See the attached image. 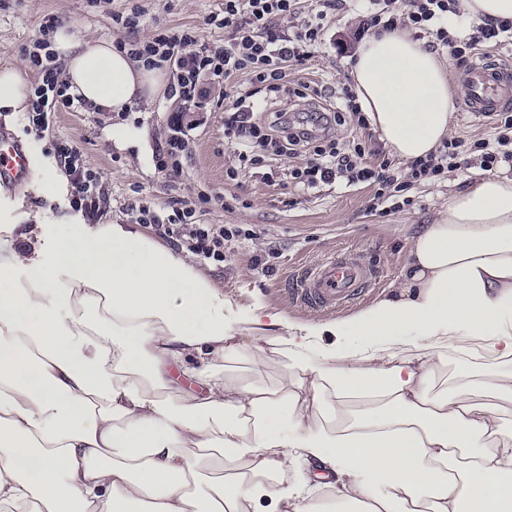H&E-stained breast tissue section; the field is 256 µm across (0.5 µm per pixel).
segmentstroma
<instances>
[{"instance_id": "35a3bbf8", "label": "stroma", "mask_w": 512, "mask_h": 512, "mask_svg": "<svg viewBox=\"0 0 512 512\" xmlns=\"http://www.w3.org/2000/svg\"><path fill=\"white\" fill-rule=\"evenodd\" d=\"M223 7L224 0H0V68L28 70L24 50L50 17L82 35L115 42L148 39L160 25L194 26L207 43L220 46L223 31L206 25L205 19ZM134 10L143 15L137 31L116 24L115 15ZM355 21L351 13L330 16L323 40L311 49L307 70L289 73V82L336 89L351 70L350 58L340 52L336 39ZM178 112L186 148L182 172L175 177L156 168L154 155L171 136V118ZM0 123L13 128L30 148L38 176L44 173L53 141L76 142L85 165L100 172L109 189L101 223L134 224L139 204L165 211L173 201L207 195V202L197 208L199 223L239 224L250 234L225 243L224 262L200 260L198 270L223 290L233 307L262 301L296 323L313 317L288 301L287 290L301 269L334 255L357 253L381 270L378 285L364 299L365 304L374 303L399 284L418 227L434 217L449 194L482 175L478 161L468 160L445 179L415 183L406 192L411 205L400 209L377 201L374 186L366 183L296 186L288 177L287 161L276 156L266 167L243 170L231 180L226 171L236 159L224 140V98L208 86L192 110L168 94L139 102L129 112L64 109L56 112L38 141L27 133L22 113L0 110Z\"/></svg>"}]
</instances>
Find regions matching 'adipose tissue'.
Listing matches in <instances>:
<instances>
[{"label": "adipose tissue", "mask_w": 512, "mask_h": 512, "mask_svg": "<svg viewBox=\"0 0 512 512\" xmlns=\"http://www.w3.org/2000/svg\"><path fill=\"white\" fill-rule=\"evenodd\" d=\"M68 92L128 112L163 67L58 28ZM351 76L400 159L453 124L448 67L401 28ZM285 348L275 385L225 374ZM461 363L433 392L446 358ZM182 365L190 388L170 373ZM512 178L449 195L395 295L298 324L134 224L20 223L0 205V512H512Z\"/></svg>", "instance_id": "ef3b65f1"}]
</instances>
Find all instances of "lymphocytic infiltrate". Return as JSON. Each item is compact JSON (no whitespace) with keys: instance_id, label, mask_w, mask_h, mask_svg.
Instances as JSON below:
<instances>
[{"instance_id":"1","label":"lymphocytic infiltrate","mask_w":512,"mask_h":512,"mask_svg":"<svg viewBox=\"0 0 512 512\" xmlns=\"http://www.w3.org/2000/svg\"><path fill=\"white\" fill-rule=\"evenodd\" d=\"M352 9L357 12L353 42L375 31L404 27L425 40L428 48L449 52L461 66L483 48L512 41V22H487L461 34L450 33L448 18L460 15L459 0H311L304 12L299 0H224L223 12L206 19L207 25L227 33L223 48H210L194 28L159 29L150 39L130 40L126 46L134 58L175 65L178 94L186 102L194 99L202 79L220 85L247 76L249 87L236 88L224 108V136L234 147L237 167L260 165L268 155L289 158L302 152L307 156L305 165L290 171L296 182L310 187L338 181L368 183L375 186L376 198L397 203L414 183L443 179L459 153L476 155L485 171L512 163V114L505 112L499 113L489 137L451 141L447 149L412 161L400 171L394 170L391 158L373 136L366 134L367 119L350 82L339 83L336 105L325 112L299 118L284 112H259L253 101L258 88L296 102L319 98V90L308 83L288 86L286 71L306 66L309 48L321 41L328 16ZM54 27V22H47L42 38L34 40L27 51L38 74L27 120L30 131L38 136L48 129L55 112L74 105L51 48L49 33ZM344 125L362 129V136L340 142L335 129ZM52 147L71 179L73 210L96 220L108 198L101 174L86 167L74 141L56 140ZM196 207V202L181 200L162 214L142 204L139 221L187 245L201 260L223 262L225 243L238 238L241 230L233 225L197 223Z\"/></svg>"}]
</instances>
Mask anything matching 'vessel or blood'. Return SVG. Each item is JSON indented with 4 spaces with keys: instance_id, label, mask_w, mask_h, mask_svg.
<instances>
[{
    "instance_id": "vessel-or-blood-1",
    "label": "vessel or blood",
    "mask_w": 512,
    "mask_h": 512,
    "mask_svg": "<svg viewBox=\"0 0 512 512\" xmlns=\"http://www.w3.org/2000/svg\"><path fill=\"white\" fill-rule=\"evenodd\" d=\"M464 111L490 117L512 107V68L487 60L471 62L462 72ZM31 176L30 152L11 133L0 130V183L21 185ZM377 273L356 254L341 255L304 269L289 289L290 300L323 313L357 299Z\"/></svg>"
}]
</instances>
